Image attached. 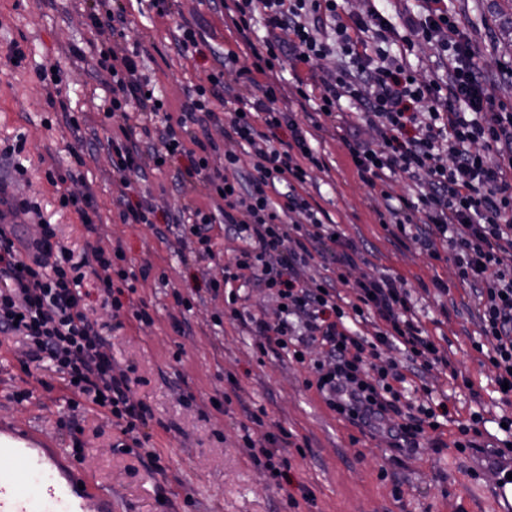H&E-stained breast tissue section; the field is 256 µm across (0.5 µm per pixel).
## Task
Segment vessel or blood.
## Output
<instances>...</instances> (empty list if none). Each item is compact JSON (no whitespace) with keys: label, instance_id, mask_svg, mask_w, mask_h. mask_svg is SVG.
Listing matches in <instances>:
<instances>
[{"label":"vessel or blood","instance_id":"b4317fda","mask_svg":"<svg viewBox=\"0 0 512 512\" xmlns=\"http://www.w3.org/2000/svg\"><path fill=\"white\" fill-rule=\"evenodd\" d=\"M473 471L492 472L481 495L494 512H512V452L480 448ZM119 503L78 470L71 454L29 435L0 431V512H119Z\"/></svg>","mask_w":512,"mask_h":512}]
</instances>
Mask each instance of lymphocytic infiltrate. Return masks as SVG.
Masks as SVG:
<instances>
[{
	"instance_id": "1",
	"label": "lymphocytic infiltrate",
	"mask_w": 512,
	"mask_h": 512,
	"mask_svg": "<svg viewBox=\"0 0 512 512\" xmlns=\"http://www.w3.org/2000/svg\"><path fill=\"white\" fill-rule=\"evenodd\" d=\"M233 25L247 36L255 19L266 35L249 44L251 66L239 65L233 49L212 52L206 84L189 90L179 114H163L161 129L121 126L109 139L112 167L126 188L145 181L143 145L154 160L171 164L186 158L177 178L207 180L222 205L210 212L185 203L178 221L212 257L210 231L223 217L224 232L241 240L224 266L225 303L231 319H241L237 282L266 288L282 304L277 321L250 316L253 335L288 356L318 350L311 363L317 393L337 415L362 434L386 436L392 452H417L451 411L447 402L413 410L403 394L409 379L423 380L441 363L438 348L416 316L408 289L392 279L354 277L355 244L324 223L308 201L310 167L319 166L311 141L323 121L338 124L342 142L362 181L389 198L392 176L422 181L421 190L387 206L384 223L411 238L432 257L446 255L474 304L481 327L475 350H486L496 383L512 385V113L498 112L485 94L488 68L471 61L470 37L442 0H422L420 16L394 27L380 12L346 13L339 0H233ZM90 26L101 37L93 54L111 94L106 117L130 111L161 114L135 54L110 45L125 38L128 19L122 0H92ZM437 42L442 74L416 79L406 61L415 40ZM400 41L398 53L386 45ZM341 56L346 65L328 76L318 60ZM288 61L301 99L317 100L306 124L278 105L273 67ZM236 105L221 117L216 101ZM355 109L349 119L342 102ZM220 125L237 151L213 167V142L181 137L188 125ZM368 125L372 138H363ZM287 128V142L273 131ZM246 155H239V148ZM284 253L279 269L272 255ZM121 249L96 246L76 254L57 237L54 225L22 240L11 224H0V335L22 337L29 361L49 360L68 389L97 404L120 433L142 447L141 428L152 418L135 399L132 378L116 369L104 327L90 314L97 297L113 318L150 322L145 305L133 304L137 274L123 265ZM321 263L325 276L305 281L303 272ZM92 279L93 290L82 283ZM372 332L362 333V324ZM404 349L409 367L388 359Z\"/></svg>"
}]
</instances>
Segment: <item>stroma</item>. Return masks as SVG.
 I'll return each instance as SVG.
<instances>
[{"label": "stroma", "instance_id": "35a3bbf8", "mask_svg": "<svg viewBox=\"0 0 512 512\" xmlns=\"http://www.w3.org/2000/svg\"><path fill=\"white\" fill-rule=\"evenodd\" d=\"M129 18L124 48H138L142 73L156 94L178 112L186 91L207 81L210 60L178 52V27L198 30L216 49L231 47L241 64H251L228 17L215 13L208 0H167L158 15L149 0H125ZM448 9L467 27L478 65L512 66V0H448ZM84 0H0V143L23 138L17 160L27 172L11 194L36 203L23 215L22 232L33 236L52 224L61 241L75 252L86 244L121 246L125 265L147 270L137 297L147 305L151 323H126L113 330L112 358L131 370L136 398L151 409L145 427L156 464H142L138 448L120 449L122 436L110 419L92 408L71 409L70 393L51 364L22 369V338L0 336V425L41 439L47 446L75 449L74 459L92 482L112 493L123 512H298L291 499L310 490L311 507L299 512H492L472 492L475 482L467 455L452 441L458 421L478 412L498 436L497 418L512 416V397L497 392L494 372L473 347L480 338L479 319L469 311L466 293L452 262L435 259L410 238H395L380 222L384 202L359 177L335 127L318 131L312 145L323 161L312 168L308 186L313 205L339 222L360 249L356 276L393 277L410 290L415 311L433 337L447 367H434L414 403L434 396L448 401L453 420L432 433L418 453L393 459L383 437L365 436L339 420L309 389L307 365L286 354L258 349L241 320L225 316L223 294L206 284L223 280L224 265L241 243L225 237L214 224L213 258H200L194 237L172 224L157 235L147 224H127L120 217L123 178L107 153L80 146L75 133L99 139L118 133L122 118H106L109 91L92 78L82 50L94 34ZM22 59L11 63L12 49ZM55 68L61 93L38 77ZM175 167L155 172L143 186L158 216L177 213L184 200L216 209L211 186L193 177L174 183ZM63 176L52 184L50 175ZM90 194L96 234H86L73 211L60 208L64 191ZM189 326L179 335L176 324ZM29 391L19 403L12 394ZM260 423H248L247 412ZM259 439L284 432L292 444L283 454L291 464L288 483L278 487L250 457L241 436Z\"/></svg>", "mask_w": 512, "mask_h": 512}]
</instances>
